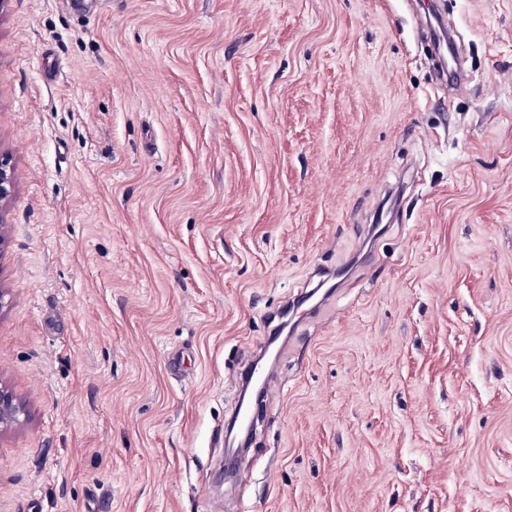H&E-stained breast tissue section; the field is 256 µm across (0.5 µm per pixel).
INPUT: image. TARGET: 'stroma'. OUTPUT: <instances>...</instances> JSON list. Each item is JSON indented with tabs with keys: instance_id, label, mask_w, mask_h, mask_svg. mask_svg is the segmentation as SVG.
<instances>
[{
	"instance_id": "35a3bbf8",
	"label": "stroma",
	"mask_w": 512,
	"mask_h": 512,
	"mask_svg": "<svg viewBox=\"0 0 512 512\" xmlns=\"http://www.w3.org/2000/svg\"><path fill=\"white\" fill-rule=\"evenodd\" d=\"M439 7L453 91L410 0H7L0 512H512V0ZM23 414L24 407L17 396L0 384V433L19 425Z\"/></svg>"
}]
</instances>
